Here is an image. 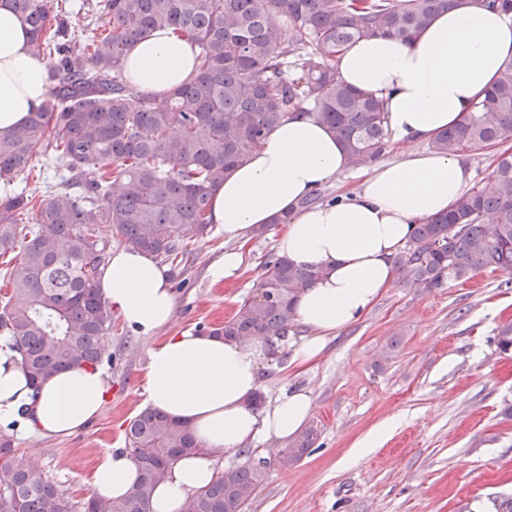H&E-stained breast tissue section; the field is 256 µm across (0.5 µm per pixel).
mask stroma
Returning <instances> with one entry per match:
<instances>
[{"instance_id": "1", "label": "stroma", "mask_w": 512, "mask_h": 512, "mask_svg": "<svg viewBox=\"0 0 512 512\" xmlns=\"http://www.w3.org/2000/svg\"><path fill=\"white\" fill-rule=\"evenodd\" d=\"M278 225L255 231L242 249L241 274L213 282L210 268L227 248L218 230L190 243L185 285L160 336H137L113 316L104 338L112 361L110 396L98 417L67 438L15 439L60 491L87 496L101 457L124 447L143 408L141 382L159 337L213 328L230 319L275 254ZM512 274L485 270L420 288L398 275L363 319L330 338L313 361L290 359L301 336L282 342L264 370L265 399L305 390L314 399L310 454L283 468L280 444L225 457L219 468L270 460L266 484L248 512H494V495H512V353L497 349V328L512 322ZM375 447L363 448L371 435Z\"/></svg>"}]
</instances>
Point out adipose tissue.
I'll return each instance as SVG.
<instances>
[{
    "label": "adipose tissue",
    "mask_w": 512,
    "mask_h": 512,
    "mask_svg": "<svg viewBox=\"0 0 512 512\" xmlns=\"http://www.w3.org/2000/svg\"><path fill=\"white\" fill-rule=\"evenodd\" d=\"M512 60V16L463 0L439 12L412 41L367 35L336 58L344 83L384 103L399 160L362 165L364 178L336 200L301 207L328 181L351 170L335 136L303 104L275 127L248 160L214 188L210 223L234 245L213 264V280L238 276L239 247L256 227L283 218L279 254L320 276L295 301L297 321L311 337L293 353L296 363L315 359L328 338L362 318L394 282V259L415 224L446 213L466 192L470 170L454 155L409 151L459 123ZM46 63L31 52L22 21L0 6V131L23 122L49 94ZM124 72L131 92L164 94L192 79L195 47L161 28L136 43ZM109 307L129 331L153 336L168 326L176 301L165 269L152 256L118 246L99 282ZM268 347L259 340L227 339L185 330L148 354L142 393L148 407L187 424L203 453L181 457L156 486L149 512H183L188 498L217 476L219 456L275 440L304 428L314 402L308 392H282L258 404ZM110 381L100 368H68L31 386L8 338L0 337V425L12 435L68 437L98 416ZM139 478L128 449L115 448L89 478L96 495L123 497Z\"/></svg>",
    "instance_id": "ef3b65f1"
}]
</instances>
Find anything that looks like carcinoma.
<instances>
[{
    "label": "carcinoma",
    "instance_id": "1",
    "mask_svg": "<svg viewBox=\"0 0 512 512\" xmlns=\"http://www.w3.org/2000/svg\"><path fill=\"white\" fill-rule=\"evenodd\" d=\"M48 56L53 84L44 104L0 133V257L20 248L0 292V335L21 355L33 385L69 367H98L112 311L98 280L112 236L163 262L180 263L209 232L212 189L304 100L335 133L355 165L375 161L391 134L382 103L336 76L333 61L353 40L379 34L409 41L435 14L461 0H97L85 10L87 36L68 35L52 0H6ZM171 28L197 47L198 73L163 97L134 96L124 60L134 43ZM298 70L288 78L286 64ZM512 140V61L486 98L430 142L440 153L493 149ZM62 162L69 180L49 192L15 193L37 158ZM397 269L429 290L490 268L512 272V152L446 214L414 225ZM320 271L273 255L237 314L212 329L230 339L273 343L298 329L294 302ZM512 350V322L496 334ZM313 427L282 449L293 465L315 445ZM125 443L139 482L119 500L93 493L75 501L34 468L16 465L13 436L0 428V512H148L162 474L202 451L183 423L147 407ZM267 471L222 470L184 512H247Z\"/></svg>",
    "mask_w": 512,
    "mask_h": 512
}]
</instances>
